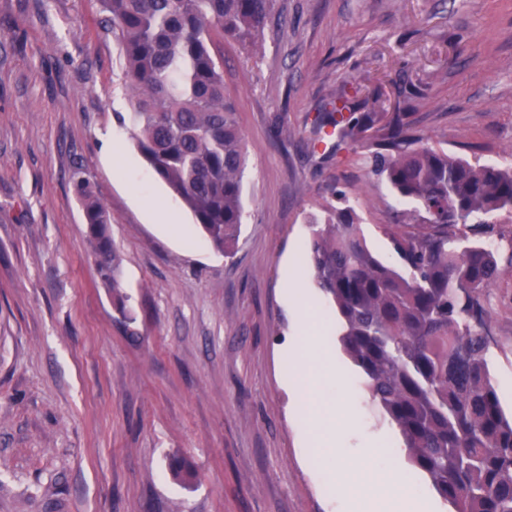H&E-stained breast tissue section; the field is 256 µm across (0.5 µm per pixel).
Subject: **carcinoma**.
Returning a JSON list of instances; mask_svg holds the SVG:
<instances>
[{"mask_svg":"<svg viewBox=\"0 0 512 512\" xmlns=\"http://www.w3.org/2000/svg\"><path fill=\"white\" fill-rule=\"evenodd\" d=\"M99 2L103 28L119 34L136 148L212 245L230 253L242 224L247 152L220 45L257 49L272 0ZM380 94L377 87L357 103L336 98L316 116L315 135L368 151L371 173L412 204L382 228L401 268L372 253L360 216L336 188V203L309 216L301 263L332 299L343 351L401 433L409 463L452 512H512V416L491 377L485 332V298L512 269V251L504 266L484 242L502 236L487 217L512 212V166L472 163L430 145L412 113L379 111ZM72 188L99 280L119 297L110 214L80 169Z\"/></svg>","mask_w":512,"mask_h":512,"instance_id":"1","label":"carcinoma"}]
</instances>
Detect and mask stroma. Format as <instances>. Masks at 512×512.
Returning a JSON list of instances; mask_svg holds the SVG:
<instances>
[{"label": "stroma", "instance_id": "obj_1", "mask_svg": "<svg viewBox=\"0 0 512 512\" xmlns=\"http://www.w3.org/2000/svg\"><path fill=\"white\" fill-rule=\"evenodd\" d=\"M99 0H0V512H337L294 414L306 354L282 269L308 213L347 193L371 248L399 201L364 149L314 143L321 107L389 73L430 144L512 165V0H274L258 53L224 47L248 153L233 257L150 169ZM107 207L125 325L71 175ZM488 363L512 412V273L487 294ZM363 434L397 429L340 342ZM362 434V435H363ZM192 475L175 476L171 457Z\"/></svg>", "mask_w": 512, "mask_h": 512}]
</instances>
